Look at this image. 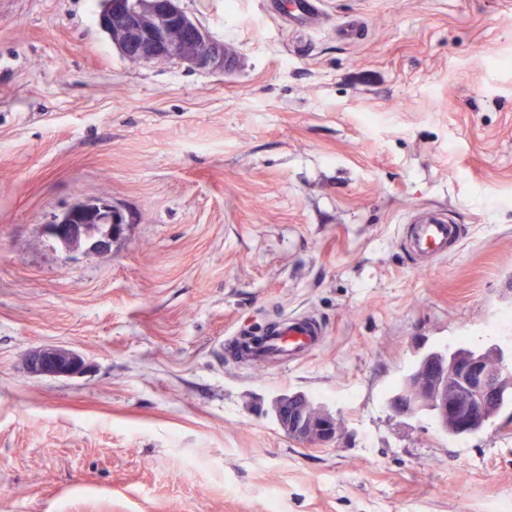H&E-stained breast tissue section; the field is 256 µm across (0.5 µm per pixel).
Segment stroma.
Masks as SVG:
<instances>
[{
  "instance_id": "obj_1",
  "label": "stroma",
  "mask_w": 512,
  "mask_h": 512,
  "mask_svg": "<svg viewBox=\"0 0 512 512\" xmlns=\"http://www.w3.org/2000/svg\"><path fill=\"white\" fill-rule=\"evenodd\" d=\"M226 74L133 63L101 0H0V512H502L512 407L466 439L386 401L432 347L512 348V0H181ZM357 21L354 40L339 38ZM99 200L109 251L50 224ZM463 236L418 267L409 215ZM309 313L284 367L225 336ZM65 344L89 368L29 376ZM333 412L311 447L281 393ZM272 418L288 438L314 447H327L339 439L336 416L315 406L301 393H283L272 401Z\"/></svg>"
}]
</instances>
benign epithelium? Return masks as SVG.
<instances>
[{
    "label": "benign epithelium",
    "instance_id": "obj_1",
    "mask_svg": "<svg viewBox=\"0 0 512 512\" xmlns=\"http://www.w3.org/2000/svg\"><path fill=\"white\" fill-rule=\"evenodd\" d=\"M178 2L107 0L98 24L131 62L166 59L202 71H226L224 44L213 40ZM119 223L120 215L112 206L84 203L69 208L49 229L64 245L88 242L96 251H107ZM502 356L501 350L458 356L429 351L416 361L388 406L403 417L428 413L445 435L477 434L484 429L482 415L498 403L504 388L512 387V376L497 369ZM25 363L34 376L74 377L88 367L83 356L64 344L34 347L26 353ZM271 410L278 428L294 441L327 447L339 439L336 416L304 394H280Z\"/></svg>",
    "mask_w": 512,
    "mask_h": 512
}]
</instances>
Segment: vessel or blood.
I'll use <instances>...</instances> for the list:
<instances>
[{
  "label": "vessel or blood",
  "instance_id": "b4317fda",
  "mask_svg": "<svg viewBox=\"0 0 512 512\" xmlns=\"http://www.w3.org/2000/svg\"><path fill=\"white\" fill-rule=\"evenodd\" d=\"M461 240V227L440 214L417 217L407 225L403 236L406 250L419 263L447 255ZM326 329L321 321L311 316L289 315L266 331L255 343L245 342L242 331H235L224 340L227 354H235L247 347L251 356L286 365L308 356L320 343Z\"/></svg>",
  "mask_w": 512,
  "mask_h": 512
}]
</instances>
